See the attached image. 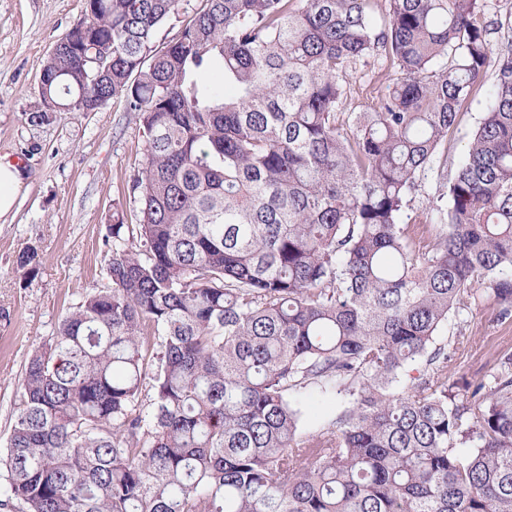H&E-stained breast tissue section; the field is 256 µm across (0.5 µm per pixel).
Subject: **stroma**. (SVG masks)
Listing matches in <instances>:
<instances>
[{"label":"stroma","instance_id":"35a3bbf8","mask_svg":"<svg viewBox=\"0 0 512 512\" xmlns=\"http://www.w3.org/2000/svg\"><path fill=\"white\" fill-rule=\"evenodd\" d=\"M85 19L84 0H0V157L20 160L25 174L13 210L0 216V445L34 349L55 336L70 307L109 284L107 224L116 214L135 221L137 205L125 185L142 161L144 137L123 98L92 112L29 119L41 106L39 77L54 44ZM486 107L477 91L448 143L449 168L463 160ZM27 250L36 258L19 267ZM439 335L464 338L451 370L460 383L487 377L499 353L512 350V324H497L487 309L450 317ZM289 399L302 411L306 435L345 405L313 389Z\"/></svg>","mask_w":512,"mask_h":512}]
</instances>
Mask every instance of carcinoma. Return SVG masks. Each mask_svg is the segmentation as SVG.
<instances>
[{"label": "carcinoma", "instance_id": "carcinoma-1", "mask_svg": "<svg viewBox=\"0 0 512 512\" xmlns=\"http://www.w3.org/2000/svg\"><path fill=\"white\" fill-rule=\"evenodd\" d=\"M179 5L85 0L43 67L30 121L121 95L144 152L111 286L27 363L0 512H512V354L461 388L436 341L512 321V9L204 0L155 48ZM430 175L438 221L409 224ZM306 388L350 400L308 437ZM487 99L484 88L477 91L465 111L450 141H448V170H454L464 159L467 147L486 112Z\"/></svg>", "mask_w": 512, "mask_h": 512}]
</instances>
